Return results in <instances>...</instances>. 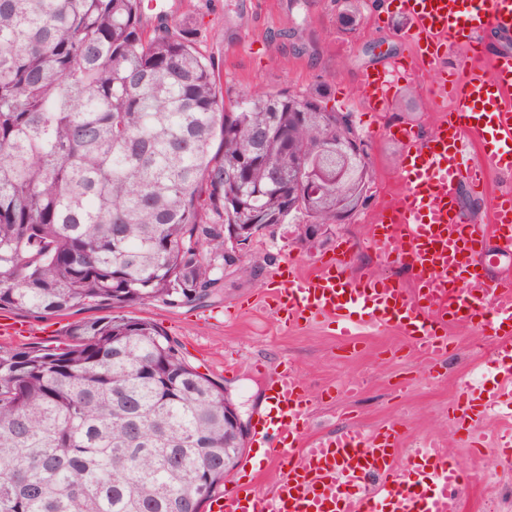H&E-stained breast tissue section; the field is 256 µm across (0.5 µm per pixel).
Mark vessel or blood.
<instances>
[{
  "label": "vessel or blood",
  "mask_w": 512,
  "mask_h": 512,
  "mask_svg": "<svg viewBox=\"0 0 512 512\" xmlns=\"http://www.w3.org/2000/svg\"><path fill=\"white\" fill-rule=\"evenodd\" d=\"M405 35L417 46L410 65L367 74L369 111H386L401 81L425 76V59L468 43L474 57L464 75L439 72L434 92L454 107L428 140L397 128L404 146L402 194L371 224L368 244L407 267L414 290L389 276L354 275L348 247L317 259L311 271L287 265L271 292V309L286 329L331 319L347 342L366 329H396L406 345L443 360L455 344L450 325L472 323L496 341L489 377L463 381L453 424L477 455L512 464V279L491 280L482 246L512 253V191L492 205V221H466L457 207L461 180L483 190L489 167L512 168V51L485 57L475 33L512 35V0H399ZM266 405L256 413L253 441L277 468L268 492L244 472L210 512H462L469 473L441 443L408 446L402 426H350L313 440L305 428L311 396L291 367L266 370Z\"/></svg>",
  "instance_id": "vessel-or-blood-1"
}]
</instances>
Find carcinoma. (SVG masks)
Returning a JSON list of instances; mask_svg holds the SVG:
<instances>
[{
    "label": "carcinoma",
    "mask_w": 512,
    "mask_h": 512,
    "mask_svg": "<svg viewBox=\"0 0 512 512\" xmlns=\"http://www.w3.org/2000/svg\"><path fill=\"white\" fill-rule=\"evenodd\" d=\"M146 0H0V311L110 314L0 347V512H204L224 486V385L133 305L195 307L231 269L224 225L336 223L372 177L306 92L228 106L202 32ZM344 0V25L362 18ZM328 177L300 196L302 171Z\"/></svg>",
    "instance_id": "cac0c4a2"
}]
</instances>
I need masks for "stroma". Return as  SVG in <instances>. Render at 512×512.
I'll use <instances>...</instances> for the list:
<instances>
[{
	"label": "stroma",
	"instance_id": "stroma-1",
	"mask_svg": "<svg viewBox=\"0 0 512 512\" xmlns=\"http://www.w3.org/2000/svg\"><path fill=\"white\" fill-rule=\"evenodd\" d=\"M177 16L191 15L207 30L202 52L218 70L225 101L262 90L303 92L323 87L336 108L353 120L372 145V198L363 210L343 224L332 226L315 247L298 240L294 224L252 246L256 271L243 278L225 273L221 294L196 308H168L158 303L126 308L131 318L161 325L182 346L192 365L214 381L236 404L244 422L254 424L266 399L264 374L252 363L291 364L315 394L310 434L336 431L356 422L368 427L402 425L410 437L440 436L449 451L464 455V442L455 436L450 408L462 380L488 371L491 341L477 329H452L457 347L439 366L414 353L397 330H369L357 348L343 345L337 326L325 321L286 329L267 305L274 275L286 262L310 270L314 261L331 256L339 244L351 248V270L358 274H390L409 281L408 270L375 256L367 246L368 222L378 217L398 191L400 142L385 128L403 126L419 134L430 132L439 118L431 91L402 84L388 112L375 116L362 109L359 93L367 73L389 69L414 57L405 39L406 22L397 9L371 10L358 36L336 26L334 0H160ZM512 187V169L495 170L489 193L475 192L468 183L458 189V206L470 219L485 220L493 191ZM80 313L34 318L23 312H0V321L24 325L27 341H55ZM241 354L233 372H225V357ZM479 467L496 471L498 484L472 479L463 498V512H512V472L497 471L484 459Z\"/></svg>",
	"mask_w": 512,
	"mask_h": 512
}]
</instances>
